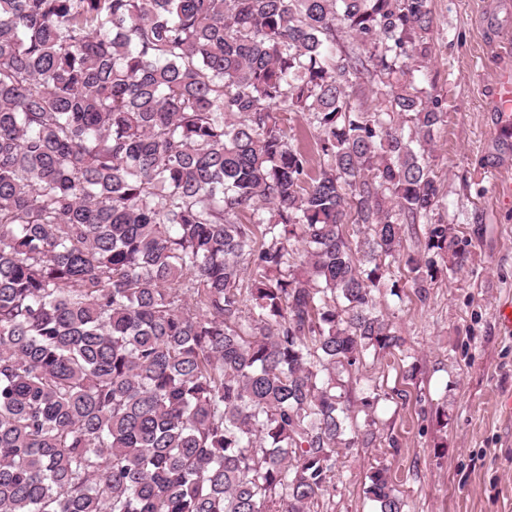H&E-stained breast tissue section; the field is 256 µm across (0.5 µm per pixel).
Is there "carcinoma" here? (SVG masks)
Wrapping results in <instances>:
<instances>
[{"label": "carcinoma", "instance_id": "carcinoma-1", "mask_svg": "<svg viewBox=\"0 0 512 512\" xmlns=\"http://www.w3.org/2000/svg\"><path fill=\"white\" fill-rule=\"evenodd\" d=\"M432 24V0H0V512H316L377 439L343 373L403 346L391 267L424 301L434 255L464 262L429 222ZM367 494L402 512L388 469Z\"/></svg>", "mask_w": 512, "mask_h": 512}]
</instances>
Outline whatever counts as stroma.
Segmentation results:
<instances>
[{
	"instance_id": "1",
	"label": "stroma",
	"mask_w": 512,
	"mask_h": 512,
	"mask_svg": "<svg viewBox=\"0 0 512 512\" xmlns=\"http://www.w3.org/2000/svg\"><path fill=\"white\" fill-rule=\"evenodd\" d=\"M429 38L417 77L445 112L429 154L440 185L432 221L469 240L468 260L453 272L438 256L443 273L427 300L411 287L378 296L402 355L365 356L348 387L355 405L380 394L374 418L385 442L345 451L322 512H374L366 487L382 466L403 512H512V413L500 406L512 395V333L497 314L512 303V200L496 190L512 181V127L494 108L496 81L512 71V0H433Z\"/></svg>"
}]
</instances>
